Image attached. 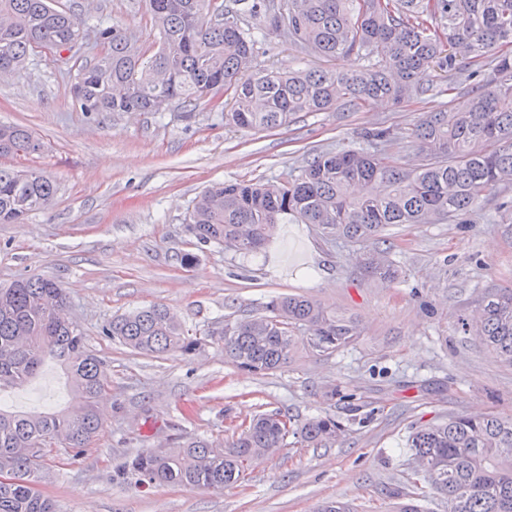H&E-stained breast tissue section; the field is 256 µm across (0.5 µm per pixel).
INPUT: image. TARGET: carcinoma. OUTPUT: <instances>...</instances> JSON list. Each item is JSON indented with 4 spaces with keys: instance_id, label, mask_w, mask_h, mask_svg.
Instances as JSON below:
<instances>
[{
    "instance_id": "carcinoma-1",
    "label": "carcinoma",
    "mask_w": 512,
    "mask_h": 512,
    "mask_svg": "<svg viewBox=\"0 0 512 512\" xmlns=\"http://www.w3.org/2000/svg\"><path fill=\"white\" fill-rule=\"evenodd\" d=\"M146 0L154 40L112 23L87 26L55 0H0V77L33 56L83 46L87 34L103 54L77 71L72 93L85 112H163L214 89L228 93L225 121L239 130L287 125L299 112L425 92L421 76L462 75L488 60L465 112H426L415 126L418 162L355 148L315 155L285 182L220 183L194 201L189 230L198 242L244 255L259 252L278 224H314L326 238L365 244L396 224L467 217L512 186V0ZM272 37L306 56H354L347 71L314 66L258 70L255 46ZM40 139L22 125L0 124V156L36 152ZM58 188L36 171L0 168V224H21L47 209ZM360 269L383 281L401 277L390 252L367 250ZM65 289L30 275L0 285V392L26 386L48 358L64 367L77 406L37 414L0 409V512H57L38 489L37 461L60 443L78 457L98 436L97 401L107 388L103 360L84 332L64 320ZM464 330L512 365V288H486ZM331 353L352 343L349 318L301 295H279L262 312L224 320L215 332L240 370L267 375L288 363L298 333ZM102 334L133 352L190 354L199 340L176 315L155 305L112 318ZM343 429L330 414L293 429L278 412L259 413L225 443L190 436L172 448H145L116 470L148 486L221 490L245 480L257 456L276 453L292 434L314 448ZM413 475L448 501V512H512V417L458 415L415 429L407 439Z\"/></svg>"
}]
</instances>
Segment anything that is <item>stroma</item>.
Segmentation results:
<instances>
[{"label": "stroma", "instance_id": "obj_1", "mask_svg": "<svg viewBox=\"0 0 512 512\" xmlns=\"http://www.w3.org/2000/svg\"><path fill=\"white\" fill-rule=\"evenodd\" d=\"M61 3L80 19L102 13L150 31L143 0ZM63 68L37 57L0 83V124L26 126L43 142L38 153L0 157V167L39 170L58 187L49 209L0 224V283L37 273L59 281L109 373L94 445L74 464L61 447L39 461L40 489L60 512H312L326 501L389 512L411 475L406 443L416 427L467 413L512 417V367L459 323L481 289L512 288V190L490 196L466 224L390 227L375 246L391 248L401 266L394 283L361 274L362 246L324 240L312 224L279 225L254 256L200 245L186 224L205 187L287 179L319 152L362 144L369 131L389 129L386 152L414 160L422 113L467 109L470 81L437 74L432 90L399 105L301 112L288 126L244 132L225 123L221 91L163 112H82ZM282 294L353 318L358 339L330 354L302 339L276 372L240 371L213 330ZM153 304L177 315L199 341L195 352L155 358L101 336L113 316ZM72 403L50 359L28 386L0 393L6 410ZM276 410L297 425L331 414L342 439L312 448L287 437L221 491L112 478L142 449L189 434L228 441L256 412Z\"/></svg>", "mask_w": 512, "mask_h": 512}]
</instances>
